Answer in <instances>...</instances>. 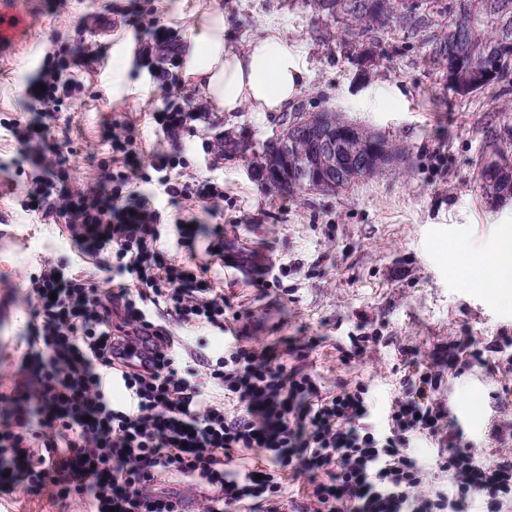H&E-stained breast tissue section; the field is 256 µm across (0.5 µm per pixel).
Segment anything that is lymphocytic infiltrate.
Here are the masks:
<instances>
[{"label":"lymphocytic infiltrate","mask_w":512,"mask_h":512,"mask_svg":"<svg viewBox=\"0 0 512 512\" xmlns=\"http://www.w3.org/2000/svg\"><path fill=\"white\" fill-rule=\"evenodd\" d=\"M75 83L71 62L44 64L26 88L30 109L55 115ZM5 126L27 148L22 209L62 219L78 251L120 281L102 293L49 262L30 276V353L12 391L0 392V495L21 486L81 512H181L183 496L154 488L175 475L213 489L200 512H279L290 472L310 486L300 512H467L473 500L484 512H512V428L493 426L500 451L480 458L436 396L444 370L483 363L475 338L416 367L379 431L366 422L368 385L319 395L309 375L272 365L267 345L229 344L198 376L173 330H224V296L157 250L161 214L136 191L151 178L130 127L108 133L113 166L102 195L73 188L39 149L49 124ZM115 384L127 404L112 403ZM228 400L241 410L232 419ZM421 438L437 441L434 464L412 454ZM237 451L254 452L253 465L232 468ZM435 466L451 484L433 481Z\"/></svg>","instance_id":"lymphocytic-infiltrate-1"}]
</instances>
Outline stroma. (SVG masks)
I'll return each mask as SVG.
<instances>
[{
  "mask_svg": "<svg viewBox=\"0 0 512 512\" xmlns=\"http://www.w3.org/2000/svg\"><path fill=\"white\" fill-rule=\"evenodd\" d=\"M447 3L428 0L429 36L392 22L358 38L344 15L319 11L315 0H19L27 27L0 53V117L31 119L25 89L45 51L70 59L91 45L103 66L77 67L81 87L49 137L73 185H97L104 137L127 123L145 157L178 156L185 174L223 186L214 212L194 200L168 203L161 185L144 186L163 213L158 246L166 260L207 267L240 344L271 345L277 361L302 365L321 394L368 384L375 404L370 422L378 428L413 362L446 354L467 336L485 345L512 336V297L474 287L481 272L463 262L512 238V202L491 207L481 181L496 149L512 150V79L466 97L449 90L447 68L433 59L434 39L448 31L440 11ZM205 6L223 12L227 45L238 51L276 26L307 72L293 111L342 113L385 135L403 163L338 195L269 190L261 169L285 113L213 111L180 66L171 67L169 85L157 82L153 72L162 59L143 50L152 24L185 37ZM120 46L127 58L118 67L113 54ZM172 103L201 114L174 140L152 118ZM227 138L242 142L244 151L221 152ZM26 182L20 148L0 127V392L13 388L27 352L25 297L38 263L79 265L98 288L112 287L110 272L79 261L63 221L21 209ZM179 219L198 226L192 246L177 243ZM218 244L245 258L241 273L225 275L210 253ZM300 350L306 360L296 359ZM485 358L486 366L450 376L439 395L465 440L489 456L498 447L484 418L512 419V372L497 370L498 354Z\"/></svg>",
  "mask_w": 512,
  "mask_h": 512,
  "instance_id": "35a3bbf8",
  "label": "stroma"
}]
</instances>
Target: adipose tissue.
<instances>
[{
  "mask_svg": "<svg viewBox=\"0 0 512 512\" xmlns=\"http://www.w3.org/2000/svg\"><path fill=\"white\" fill-rule=\"evenodd\" d=\"M224 15L206 9L190 27L182 75L220 112H283L298 97L305 76L299 53L267 27L245 50L229 49Z\"/></svg>",
  "mask_w": 512,
  "mask_h": 512,
  "instance_id": "ef3b65f1",
  "label": "adipose tissue"
}]
</instances>
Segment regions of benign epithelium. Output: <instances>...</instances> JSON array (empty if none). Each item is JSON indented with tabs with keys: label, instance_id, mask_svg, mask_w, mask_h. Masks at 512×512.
<instances>
[{
	"label": "benign epithelium",
	"instance_id": "benign-epithelium-1",
	"mask_svg": "<svg viewBox=\"0 0 512 512\" xmlns=\"http://www.w3.org/2000/svg\"><path fill=\"white\" fill-rule=\"evenodd\" d=\"M468 29H455L448 38L444 56L448 59V80L454 86L480 84L492 80L501 69L503 59L475 67L461 53L470 39ZM363 130V127L345 119L338 112L296 113L284 123V128L272 141L265 165V185H299L309 191L337 194L359 180L369 167L381 166L386 158L379 152L380 140L377 133L367 132L364 153L352 164L342 158L333 132L348 136ZM304 141L310 146L307 156L300 164L291 159L293 146ZM492 177L488 181L490 201L504 205L509 196L497 189L496 177L512 179V158L505 156L490 163Z\"/></svg>",
	"mask_w": 512,
	"mask_h": 512
}]
</instances>
